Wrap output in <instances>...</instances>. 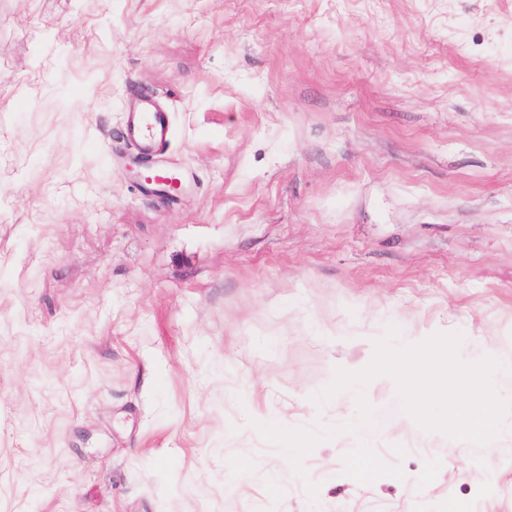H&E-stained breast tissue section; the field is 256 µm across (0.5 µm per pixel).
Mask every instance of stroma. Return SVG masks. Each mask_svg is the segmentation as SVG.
<instances>
[{
	"label": "stroma",
	"instance_id": "1",
	"mask_svg": "<svg viewBox=\"0 0 512 512\" xmlns=\"http://www.w3.org/2000/svg\"><path fill=\"white\" fill-rule=\"evenodd\" d=\"M392 326L512 353V0H0V512H512L511 415L379 384L303 478L255 429L345 423ZM126 125L128 138L140 155L153 158L163 154L169 135L165 112L143 103L128 112Z\"/></svg>",
	"mask_w": 512,
	"mask_h": 512
}]
</instances>
